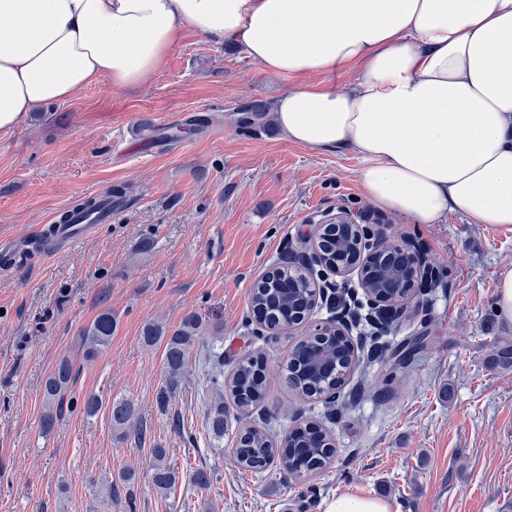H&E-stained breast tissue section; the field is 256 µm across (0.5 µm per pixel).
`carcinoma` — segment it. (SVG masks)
Masks as SVG:
<instances>
[{
  "label": "carcinoma",
  "instance_id": "cac0c4a2",
  "mask_svg": "<svg viewBox=\"0 0 512 512\" xmlns=\"http://www.w3.org/2000/svg\"><path fill=\"white\" fill-rule=\"evenodd\" d=\"M288 279V271H277L274 278L259 279L251 287L250 300L255 309L265 311V322L270 330L278 329L283 317V308L288 304V295L276 287V283ZM117 329V319L112 312L103 311L86 327L83 332L85 354L92 357L106 348L112 341ZM203 331L202 320L196 315H187L182 323L173 331L161 324L149 323L142 330L143 340L148 344L161 342L165 344L164 368L167 384L171 387L178 384L189 365L192 347ZM74 368L64 358L47 376L43 389V412L41 415V433L49 435L57 420L61 418L65 405H73L71 396L73 388ZM288 384L294 389L310 394L319 386L320 381L314 379L306 369H297L287 377ZM212 386L219 393L229 392L240 411L248 412L265 395L266 383L260 361L246 357L239 361L229 379H224V365L217 363L211 376ZM134 406L127 399L112 401L110 418L112 428L127 436L133 434L139 438L147 434V427L140 424L131 425ZM208 427L214 438H224V404L218 403L209 410ZM335 453L332 442L320 430L303 429L298 432L287 446L277 444L262 429L252 428L249 434L237 443L234 448L235 459L244 471L259 473L266 469L270 460L279 461L281 469L291 475L301 469L304 476L309 477L320 472L329 463ZM151 481L153 486L162 493L170 492L178 483L179 475L175 469L167 465V449H153L151 464Z\"/></svg>",
  "mask_w": 512,
  "mask_h": 512
}]
</instances>
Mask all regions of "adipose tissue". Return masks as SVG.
I'll return each mask as SVG.
<instances>
[{"mask_svg":"<svg viewBox=\"0 0 512 512\" xmlns=\"http://www.w3.org/2000/svg\"><path fill=\"white\" fill-rule=\"evenodd\" d=\"M291 76V141L361 156L379 207L434 224H512V0H0V130L105 81L145 84L185 30Z\"/></svg>","mask_w":512,"mask_h":512,"instance_id":"adipose-tissue-1","label":"adipose tissue"}]
</instances>
